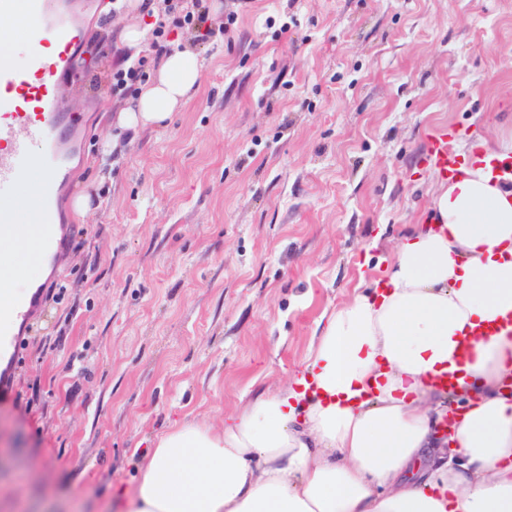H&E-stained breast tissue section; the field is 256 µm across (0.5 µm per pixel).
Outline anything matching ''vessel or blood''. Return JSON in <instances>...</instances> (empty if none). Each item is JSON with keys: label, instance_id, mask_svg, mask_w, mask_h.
<instances>
[{"label": "vessel or blood", "instance_id": "obj_1", "mask_svg": "<svg viewBox=\"0 0 512 512\" xmlns=\"http://www.w3.org/2000/svg\"><path fill=\"white\" fill-rule=\"evenodd\" d=\"M105 0H0V19L29 48L26 71L0 56V200L20 195L33 174H41V249L56 242L61 221L56 190L65 179L80 125L61 95L66 82L79 77L84 21L103 15ZM428 161L444 178L454 177L457 162L448 152L449 132H427ZM34 295L6 294L0 302V357L20 350Z\"/></svg>", "mask_w": 512, "mask_h": 512}]
</instances>
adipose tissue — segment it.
<instances>
[{"label":"adipose tissue","mask_w":512,"mask_h":512,"mask_svg":"<svg viewBox=\"0 0 512 512\" xmlns=\"http://www.w3.org/2000/svg\"><path fill=\"white\" fill-rule=\"evenodd\" d=\"M201 75L192 50L170 53L118 125L164 121ZM452 149L469 163L302 370L223 429L160 435L122 512H512V330H486L512 315V182L489 165L512 141ZM449 370L456 387H438Z\"/></svg>","instance_id":"obj_1"}]
</instances>
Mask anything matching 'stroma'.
<instances>
[{
  "label": "stroma",
  "mask_w": 512,
  "mask_h": 512,
  "mask_svg": "<svg viewBox=\"0 0 512 512\" xmlns=\"http://www.w3.org/2000/svg\"><path fill=\"white\" fill-rule=\"evenodd\" d=\"M86 24L83 143L35 332L0 399V512H104L157 436L220 425L302 364L436 192L427 130L512 137V0H250L166 125L121 131V43ZM86 196V215L72 207Z\"/></svg>",
  "instance_id": "35a3bbf8"
}]
</instances>
